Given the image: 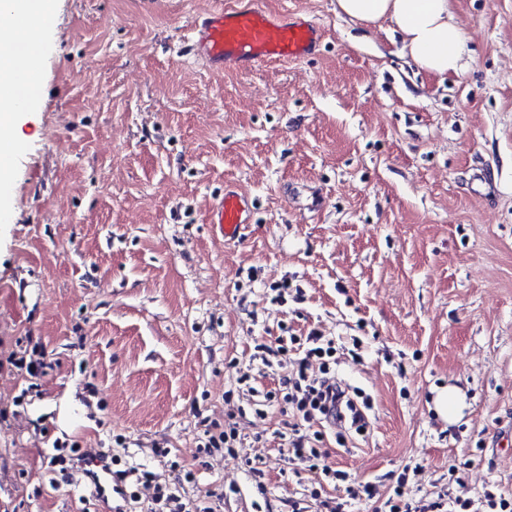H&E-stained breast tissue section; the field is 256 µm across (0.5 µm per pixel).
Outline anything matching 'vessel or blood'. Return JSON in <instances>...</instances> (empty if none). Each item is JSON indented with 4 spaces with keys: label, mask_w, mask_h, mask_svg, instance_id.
<instances>
[{
    "label": "vessel or blood",
    "mask_w": 512,
    "mask_h": 512,
    "mask_svg": "<svg viewBox=\"0 0 512 512\" xmlns=\"http://www.w3.org/2000/svg\"><path fill=\"white\" fill-rule=\"evenodd\" d=\"M322 29L309 18L292 15L278 17L262 9L257 0L249 6L233 10L216 9L198 18L190 36L194 55L203 57L214 70L235 66L248 70L272 61L297 60L312 54L321 38ZM17 75L11 90L18 101H25L39 93L40 80L34 64L37 46L18 45L13 50ZM249 202L235 190H225L223 198L212 211L211 222L224 240L241 237L248 222ZM88 481L102 495L111 492L112 475L102 461L82 464Z\"/></svg>",
    "instance_id": "obj_1"
}]
</instances>
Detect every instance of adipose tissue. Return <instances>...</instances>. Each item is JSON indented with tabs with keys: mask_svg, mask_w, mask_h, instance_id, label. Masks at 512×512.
<instances>
[{
	"mask_svg": "<svg viewBox=\"0 0 512 512\" xmlns=\"http://www.w3.org/2000/svg\"><path fill=\"white\" fill-rule=\"evenodd\" d=\"M53 11V0H0L1 144H13L21 112L10 92L16 65L10 50L28 39L18 21L49 17ZM336 12L365 27L393 24L401 35L403 52L430 75H456L465 67L464 37L452 0H336Z\"/></svg>",
	"mask_w": 512,
	"mask_h": 512,
	"instance_id": "adipose-tissue-1",
	"label": "adipose tissue"
}]
</instances>
